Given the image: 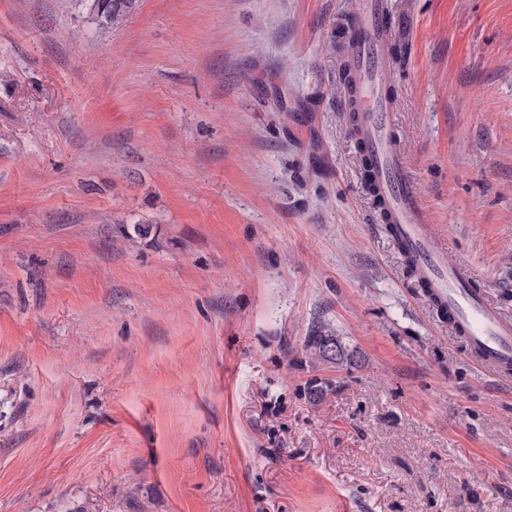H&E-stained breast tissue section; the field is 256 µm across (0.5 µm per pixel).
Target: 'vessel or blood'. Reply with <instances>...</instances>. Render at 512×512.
I'll return each mask as SVG.
<instances>
[{
  "instance_id": "vessel-or-blood-1",
  "label": "vessel or blood",
  "mask_w": 512,
  "mask_h": 512,
  "mask_svg": "<svg viewBox=\"0 0 512 512\" xmlns=\"http://www.w3.org/2000/svg\"><path fill=\"white\" fill-rule=\"evenodd\" d=\"M384 0H364L347 33L352 66L359 79L357 124L374 160L372 186L391 237L430 304L464 338L475 361L497 373L512 372V318L479 288L470 268L448 261L444 243L428 222L420 194L396 133L393 103L380 82L390 60L391 39Z\"/></svg>"
}]
</instances>
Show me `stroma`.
Instances as JSON below:
<instances>
[{
  "label": "stroma",
  "instance_id": "1",
  "mask_svg": "<svg viewBox=\"0 0 512 512\" xmlns=\"http://www.w3.org/2000/svg\"><path fill=\"white\" fill-rule=\"evenodd\" d=\"M387 3L429 222L512 317V0ZM360 5L0 0V512H512V375L348 133ZM319 322L357 366L309 363ZM89 16L98 26L119 28L135 10L138 0H85Z\"/></svg>",
  "mask_w": 512,
  "mask_h": 512
}]
</instances>
